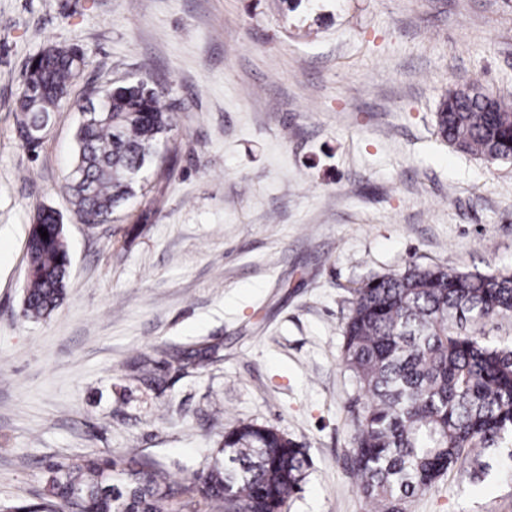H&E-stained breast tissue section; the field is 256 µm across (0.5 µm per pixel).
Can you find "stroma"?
<instances>
[{
  "instance_id": "35a3bbf8",
  "label": "stroma",
  "mask_w": 512,
  "mask_h": 512,
  "mask_svg": "<svg viewBox=\"0 0 512 512\" xmlns=\"http://www.w3.org/2000/svg\"><path fill=\"white\" fill-rule=\"evenodd\" d=\"M0 0V506L46 464L135 460L183 482L240 423L308 460L284 512H370L341 362L354 291L405 267L512 268V162L455 151L435 113L471 82L512 100V0ZM88 65L38 156L15 136L28 61ZM150 74L167 160L117 220L64 190L85 84ZM63 217L59 307L23 312L38 212ZM407 512H512V476L452 472Z\"/></svg>"
}]
</instances>
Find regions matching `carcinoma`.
<instances>
[{"mask_svg": "<svg viewBox=\"0 0 512 512\" xmlns=\"http://www.w3.org/2000/svg\"><path fill=\"white\" fill-rule=\"evenodd\" d=\"M87 66L77 46H51L32 58L17 100L16 136L34 151L35 129L50 126ZM450 89L437 112L440 137L489 161H512V105ZM147 75L92 88L97 114L79 106L64 189L83 224H108L128 200L146 195L147 172L168 151L173 113ZM48 238H41L38 229ZM26 316H49L68 285L64 225L39 213L27 241ZM512 312V269L460 271L411 266L355 289L344 325L342 362L361 410L353 416L354 472L374 512H406L409 500L457 469L484 479L492 463L512 471V345L493 343L476 325ZM307 460L272 427L242 424L206 473L175 486L134 460L61 458L47 466L44 503L10 512H282L300 489Z\"/></svg>", "mask_w": 512, "mask_h": 512, "instance_id": "carcinoma-1", "label": "carcinoma"}]
</instances>
